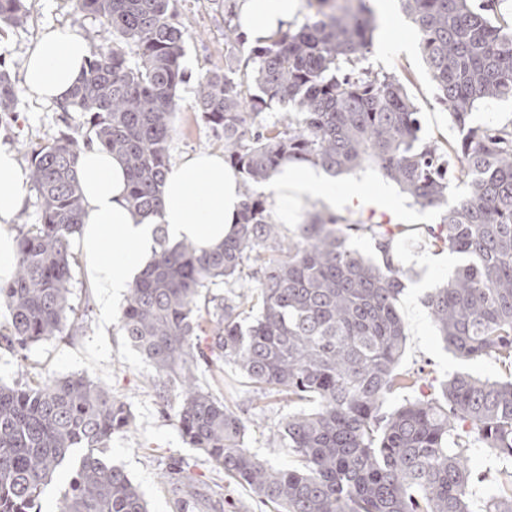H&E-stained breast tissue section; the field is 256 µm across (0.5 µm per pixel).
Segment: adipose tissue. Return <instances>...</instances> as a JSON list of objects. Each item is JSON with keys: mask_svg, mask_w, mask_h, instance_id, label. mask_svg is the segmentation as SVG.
Here are the masks:
<instances>
[{"mask_svg": "<svg viewBox=\"0 0 512 512\" xmlns=\"http://www.w3.org/2000/svg\"><path fill=\"white\" fill-rule=\"evenodd\" d=\"M299 0H238L236 22L247 43L261 44L287 30ZM91 48L68 29L45 32L27 57L23 81L35 99L61 106L88 67ZM82 178V251L87 274L98 290L103 309L131 288L151 261L155 226L169 242H190L210 249L228 237L242 201L241 177L215 151L187 155L171 165L166 177L160 214L151 220L137 214L128 202L125 166L102 147L91 146L80 157ZM264 190L274 202L278 224L301 223L312 204L327 212L354 205L362 195L350 191L337 198L323 168L310 161L284 162ZM26 177L14 149L0 145V283L16 272L17 243L9 226L24 208Z\"/></svg>", "mask_w": 512, "mask_h": 512, "instance_id": "1", "label": "adipose tissue"}]
</instances>
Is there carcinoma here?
Returning <instances> with one entry per match:
<instances>
[{
	"label": "carcinoma",
	"instance_id": "obj_1",
	"mask_svg": "<svg viewBox=\"0 0 512 512\" xmlns=\"http://www.w3.org/2000/svg\"><path fill=\"white\" fill-rule=\"evenodd\" d=\"M400 2L457 140L424 139L403 79L363 65L377 28L371 0H306L301 24L244 58L236 0H224V71L199 78L196 108L241 175L238 223L209 251L172 245L156 227L158 250L119 318L183 439L274 512H472L473 488L487 479L469 466L472 448L501 463L482 512H512V376L455 372L439 395L383 410L387 396L417 385L398 369L405 328L396 303L406 279L398 227L316 209L286 238L255 191L287 158L334 175L372 164L414 204L441 210L429 244L464 264L428 296L438 335L455 356L493 357L512 372V124L469 121L478 104L512 98V15L498 11L499 0ZM75 5L104 33L62 107L87 115L88 135L80 144L62 133L31 150L40 215L18 237L14 278L0 285L10 314L0 342L11 350L82 331L70 303L82 148L100 145L122 160L129 202L146 217L159 215L170 170L176 91L187 77L175 0ZM25 19L23 0H0V30ZM16 98L0 60V113L13 111ZM277 104L288 112L261 123ZM455 180L467 194L450 205ZM354 234L371 235L378 256L351 249ZM219 284L224 294H210ZM228 363L258 391L309 406L269 438L298 467L275 469L252 453L248 420L199 385L200 365L220 377ZM132 422L126 403L86 375L1 383L0 512H41V495L64 471L57 512H148L125 470L104 455ZM161 483L179 503L196 479L180 470Z\"/></svg>",
	"mask_w": 512,
	"mask_h": 512
}]
</instances>
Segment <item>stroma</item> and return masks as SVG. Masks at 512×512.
Segmentation results:
<instances>
[{"label":"stroma","instance_id":"35a3bbf8","mask_svg":"<svg viewBox=\"0 0 512 512\" xmlns=\"http://www.w3.org/2000/svg\"><path fill=\"white\" fill-rule=\"evenodd\" d=\"M223 2L177 0L179 19L187 30L183 60L187 78L177 91L178 109L171 143V156L175 159L220 147L218 138L195 109V96L199 77L224 67ZM389 2L394 10L389 14L378 12L379 27L367 63L373 70L408 77V90L422 114L425 137L454 140L456 129L428 78L419 36L398 8V0ZM25 5L26 22L0 33V52L19 84L15 111L0 116V143L10 145L23 163L27 162L31 148L60 132L79 139L86 132L83 113L74 111L62 116L59 107L37 101L22 87L25 58L47 30L67 28L88 38L99 29L92 15L77 11L74 0H26ZM332 183L340 194L358 188L388 197L400 213L398 222L404 231L396 245L407 273L406 287L397 302L406 334L400 370L416 374L419 390L425 394L437 393L441 382L459 370L482 378H506L507 370L494 359L455 358L433 326L427 296L432 288L448 280L462 262L459 255L430 248L425 243L428 228L440 222L439 210L413 204L393 182L373 169L333 177ZM72 291L74 306L90 307L86 332L37 343L23 360L0 347V381L14 383L27 371L58 378L83 373L124 401L133 414V425L128 432L113 437L105 455L125 469L143 493L149 512H178L174 500L160 484L161 472L177 461L190 468L201 491H221L224 512H269L268 506L248 488L229 481L200 451L189 447L174 421L159 410L151 387L153 369L125 340L119 328L122 302H115L110 311H102L98 291L91 287L81 264L75 267ZM199 379L201 385L224 395L228 404L248 419L253 453L277 468L294 466L295 459L287 449L268 447L267 439L288 415L295 413V406L281 397L256 393L229 365L224 368L223 380L213 379L205 367L200 369Z\"/></svg>","mask_w":512,"mask_h":512}]
</instances>
